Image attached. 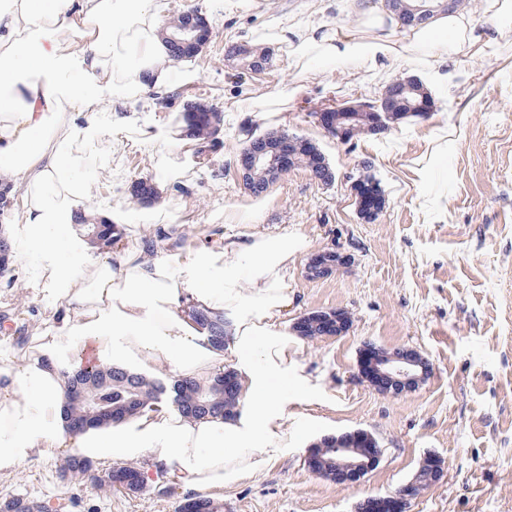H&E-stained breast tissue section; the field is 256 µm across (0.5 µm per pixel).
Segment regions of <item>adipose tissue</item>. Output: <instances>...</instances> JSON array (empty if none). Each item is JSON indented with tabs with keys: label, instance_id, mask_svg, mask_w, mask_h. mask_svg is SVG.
<instances>
[{
	"label": "adipose tissue",
	"instance_id": "1",
	"mask_svg": "<svg viewBox=\"0 0 512 512\" xmlns=\"http://www.w3.org/2000/svg\"><path fill=\"white\" fill-rule=\"evenodd\" d=\"M166 0H0V185L17 191L26 247L16 262L39 258V275L61 301L49 332L16 359L0 344V476L67 452L102 463L144 461L145 482L163 477L185 490L234 486L263 471L282 451L288 428L289 379L295 343L282 330L288 308V265L300 238L260 230V210L247 220L248 239L215 234L198 247L168 255L114 245L90 260L74 245V199L87 192L75 176L78 146L98 126L104 103L171 94L189 71L170 59L158 35ZM372 36L346 34L324 22L276 27L293 58L309 65L386 60L426 49L430 62L490 47L473 16L440 13L430 23L390 33V14L373 12ZM87 41L73 50L64 33ZM68 262H59L60 253ZM223 267H216V257ZM194 303L235 309L232 336L216 351L183 312ZM94 342L101 362L150 374L208 379L232 359L242 372L243 410L231 419H187L162 406L130 419L71 433L64 405L74 368L71 350Z\"/></svg>",
	"mask_w": 512,
	"mask_h": 512
}]
</instances>
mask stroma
I'll return each instance as SVG.
<instances>
[{"label": "stroma", "mask_w": 512, "mask_h": 512, "mask_svg": "<svg viewBox=\"0 0 512 512\" xmlns=\"http://www.w3.org/2000/svg\"><path fill=\"white\" fill-rule=\"evenodd\" d=\"M361 10L336 0H167L164 25L189 10L204 14L210 38L191 61V82L174 98L133 99L104 112L82 152L79 177L88 193L78 210L119 224L135 250L153 225L189 229L196 246L223 225L241 238L246 224L225 213L263 211L261 228L289 231L307 244L288 266L289 307L282 325L312 312L341 310L347 329L299 338L294 368L312 390L288 394L283 454L264 471L214 493L222 512H356L369 496L409 482L424 459L444 464L438 481L411 501L409 512H512V18L475 13L493 43L482 53L429 66L420 54L378 69L356 62L322 67L294 63L273 40V20H322L360 32L385 0H360ZM268 47L273 65L245 73L224 58L230 45ZM396 80L422 83L431 110L348 143L328 135L315 112L378 98ZM221 112L220 132L187 138L179 121L184 100ZM288 117L279 123L278 114ZM282 130L316 147L336 174L323 184L297 166L260 195L245 189L238 159L250 139ZM122 144L111 156L112 140ZM369 178L382 204L360 214L357 186ZM150 181V202L134 203L135 181ZM346 255L339 271L310 278L316 254ZM30 266L0 276V318L28 333L52 321L60 301L34 284ZM371 341L418 352L431 366L415 388L392 397L361 380L360 351ZM354 429L371 433L379 464L343 486L304 464L311 444ZM62 458L0 477V502L22 494L54 506L79 497L68 512H178L185 492L145 485L138 492L104 491L61 479Z\"/></svg>", "instance_id": "1"}]
</instances>
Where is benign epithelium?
<instances>
[{"mask_svg": "<svg viewBox=\"0 0 512 512\" xmlns=\"http://www.w3.org/2000/svg\"><path fill=\"white\" fill-rule=\"evenodd\" d=\"M451 6V0H415L410 8V16L420 20ZM207 27L203 19L192 17L171 36V41L182 49L197 50L201 46L202 29ZM397 91L406 98L407 108L411 112H426L429 101L407 98L414 92L413 83L399 81ZM371 112L379 126L391 121L384 108V100L376 103L359 102L352 106L326 108L315 114V119L326 133L344 138L347 122L364 117ZM294 163L290 135L281 133L275 137L259 140L240 158L239 177L245 184L251 183L255 171H262L270 180L275 181ZM336 262H326L317 255L308 263L307 274L313 278L322 277L344 265L342 254L334 253ZM320 320L324 335L335 336L342 333L347 317L340 311L322 312ZM430 371V365L420 354L413 350H388L373 343L365 345L360 360L361 378L374 388L385 393L398 395L418 385ZM76 393L85 407V420L95 421L102 417L116 418L121 409L118 406H106L97 399L98 389L78 387ZM336 456V473L333 480L340 485H349L359 481L374 468L381 458V449L376 439L368 432L358 429L340 435H330L313 444L304 463L307 468L322 474L331 463L325 453ZM440 474V462L429 456L416 472L412 480L403 485L395 494L385 497H370L358 505V512H408L410 501L417 497L425 485L435 481Z\"/></svg>", "mask_w": 512, "mask_h": 512, "instance_id": "obj_1", "label": "benign epithelium"}]
</instances>
